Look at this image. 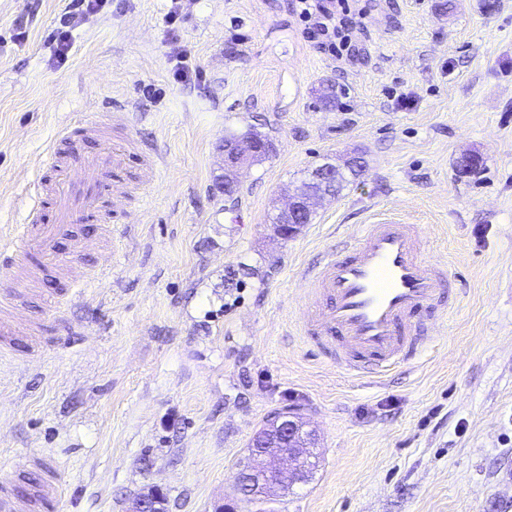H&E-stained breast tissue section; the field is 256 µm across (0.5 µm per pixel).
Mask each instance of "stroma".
<instances>
[{
    "label": "stroma",
    "instance_id": "35a3bbf8",
    "mask_svg": "<svg viewBox=\"0 0 512 512\" xmlns=\"http://www.w3.org/2000/svg\"><path fill=\"white\" fill-rule=\"evenodd\" d=\"M66 4L0 0V230L23 223L59 128L109 101L163 178L129 206L130 240L93 233L81 295L41 280L0 347V480L23 512H44L42 456L57 512H129L155 488L166 512H214L288 407L317 467L285 512H512V0H359L341 66L291 0H184L173 23L170 0H112L62 61L48 36ZM185 52L200 80L174 78ZM250 125L277 150L228 201L224 138ZM350 156L364 174L283 239L302 182ZM381 211L419 226L451 298L420 357L376 380L317 360L296 324L304 271ZM34 463L46 472V478L40 488L44 508L48 510L56 509L60 488L55 478L53 461L49 458H38Z\"/></svg>",
    "mask_w": 512,
    "mask_h": 512
}]
</instances>
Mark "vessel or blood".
I'll return each instance as SVG.
<instances>
[{
    "mask_svg": "<svg viewBox=\"0 0 512 512\" xmlns=\"http://www.w3.org/2000/svg\"><path fill=\"white\" fill-rule=\"evenodd\" d=\"M106 124L79 120L66 125L42 156L46 178L34 184L38 203L26 223L0 236V344L17 334L14 312L28 283L52 269L71 287L87 281L56 248L59 237L83 224H100L115 235L119 207L144 195L157 181L160 159L142 151L139 140L113 142L106 127L126 125L128 115L105 104ZM137 156L139 173L130 177L128 156ZM311 305L300 330L324 360L349 374L380 376L414 360L423 339L414 315L437 317L448 306L441 297L444 273L426 260L416 227L393 216H375L363 225L345 257H323L307 273ZM46 477L40 488L47 512L58 504L60 488L48 458L36 461Z\"/></svg>",
    "mask_w": 512,
    "mask_h": 512,
    "instance_id": "obj_1",
    "label": "vessel or blood"
}]
</instances>
